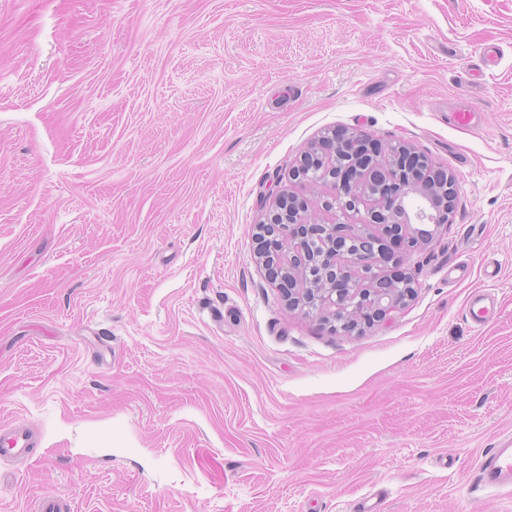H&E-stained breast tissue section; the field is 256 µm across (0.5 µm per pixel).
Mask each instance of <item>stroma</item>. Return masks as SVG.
Returning <instances> with one entry per match:
<instances>
[{"label": "stroma", "instance_id": "stroma-1", "mask_svg": "<svg viewBox=\"0 0 512 512\" xmlns=\"http://www.w3.org/2000/svg\"><path fill=\"white\" fill-rule=\"evenodd\" d=\"M334 130L456 180L400 260L413 299L352 333L254 255ZM11 419L36 444L0 460V512H512L477 484L512 440V0H0ZM466 312L473 324L482 326L489 322L495 313L494 300L484 290H475L468 298Z\"/></svg>", "mask_w": 512, "mask_h": 512}]
</instances>
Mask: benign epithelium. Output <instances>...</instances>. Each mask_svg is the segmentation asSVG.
<instances>
[{
  "label": "benign epithelium",
  "instance_id": "1",
  "mask_svg": "<svg viewBox=\"0 0 512 512\" xmlns=\"http://www.w3.org/2000/svg\"><path fill=\"white\" fill-rule=\"evenodd\" d=\"M401 149L353 134L309 152L290 180L305 182L316 170V156L349 158L348 180L334 167H322L316 180L328 192L309 199L281 191L267 220L256 225L259 259L288 293L293 310L315 311L335 331L382 321L411 297L413 282L387 273L392 232L409 252L432 240L450 223L455 179L444 184L416 181L406 168L376 169L375 158Z\"/></svg>",
  "mask_w": 512,
  "mask_h": 512
}]
</instances>
